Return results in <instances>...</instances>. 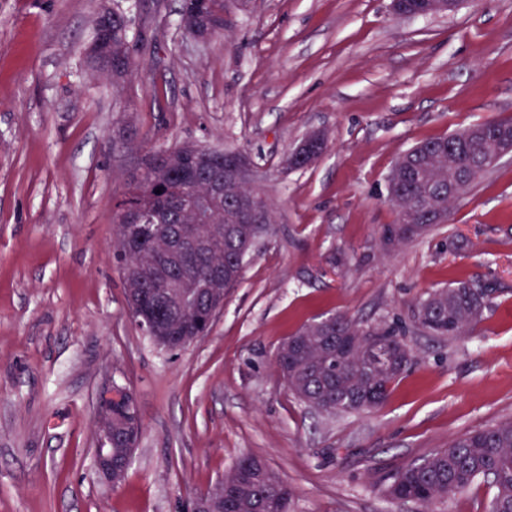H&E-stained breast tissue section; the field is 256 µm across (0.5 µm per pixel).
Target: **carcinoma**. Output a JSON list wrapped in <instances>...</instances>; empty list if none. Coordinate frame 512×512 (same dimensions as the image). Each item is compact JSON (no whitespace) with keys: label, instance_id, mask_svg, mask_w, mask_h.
<instances>
[{"label":"carcinoma","instance_id":"carcinoma-1","mask_svg":"<svg viewBox=\"0 0 512 512\" xmlns=\"http://www.w3.org/2000/svg\"><path fill=\"white\" fill-rule=\"evenodd\" d=\"M224 17V0H182L181 20H190L194 32L209 40L222 35L223 28L209 22ZM130 20L115 6L103 7L92 20L91 39L86 49L91 68L104 73L114 85H123L138 70L129 40ZM507 119L483 122L448 136L433 137L401 154L388 178V198L395 206L397 220L385 225L380 240L387 250L427 236L435 227L448 222L451 205L469 192L490 170L502 141L496 131ZM113 141L127 153L140 152V144L128 127L117 130ZM203 147L184 144L176 148H158V154L137 175L127 178V191L115 205L114 253L119 261L137 267V277L149 285L161 278V271L148 256L153 250L147 239L132 243L126 225L142 211H162L173 203H184L178 192V174L195 162ZM239 152L224 153V201L211 209L210 223L200 228L208 237L204 252L182 260L178 275L191 284L207 278L210 272L224 269V291L240 281L243 252L252 249L249 238L229 229L242 225L238 220L239 199L253 197L265 219L272 209L257 191L242 187L229 178V169ZM161 193H155V190ZM489 291L459 280L419 298L413 305L414 323L433 336L450 339L466 335L479 321L487 305ZM209 305L201 301L197 308L173 320L174 336H206ZM336 324L351 336L368 335L379 345L378 353L364 359L361 345L346 350L336 348L323 333L303 325L295 336L302 340V356L288 361L282 351L276 361L288 375V387L303 403L329 414L352 413L378 407L387 398L391 385L413 361L412 349L392 326L375 323L365 326L345 315L336 316ZM372 394L373 405L360 398ZM141 429L130 407L112 409V462L119 464L129 447L128 432ZM258 483L224 488V512H290L293 489L271 469ZM482 478L496 493L489 512H512V420L478 429L453 439L448 447L430 455L423 463L400 469L389 487L395 498L429 506L470 486Z\"/></svg>","mask_w":512,"mask_h":512}]
</instances>
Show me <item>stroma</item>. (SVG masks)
I'll return each instance as SVG.
<instances>
[{
  "label": "stroma",
  "instance_id": "35a3bbf8",
  "mask_svg": "<svg viewBox=\"0 0 512 512\" xmlns=\"http://www.w3.org/2000/svg\"><path fill=\"white\" fill-rule=\"evenodd\" d=\"M118 2L138 74L112 87L86 64L92 20ZM223 37L197 46L180 0H0V512H191L243 457L294 491L291 512H488L484 481L431 507L392 498L390 475L455 437L512 419V158L429 235L383 251L387 177L420 142L512 117V0L406 17L391 0H226ZM150 144L240 150L271 204L270 232L201 342L167 351L132 320L113 259L128 156ZM322 154L282 159L309 133ZM466 280L490 303L449 341L411 316ZM386 322L411 367L369 412L300 402L279 345L330 315ZM142 422L123 483L96 473L105 383Z\"/></svg>",
  "mask_w": 512,
  "mask_h": 512
}]
</instances>
